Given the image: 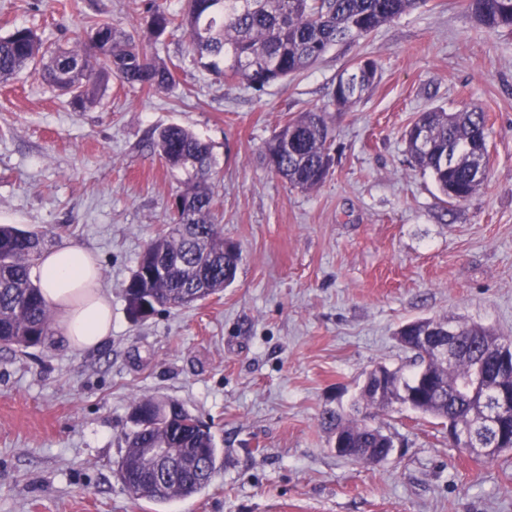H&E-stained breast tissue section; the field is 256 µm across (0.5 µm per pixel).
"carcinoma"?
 Segmentation results:
<instances>
[{
  "label": "carcinoma",
  "instance_id": "obj_1",
  "mask_svg": "<svg viewBox=\"0 0 512 512\" xmlns=\"http://www.w3.org/2000/svg\"><path fill=\"white\" fill-rule=\"evenodd\" d=\"M424 0H186L180 13L157 2L146 8L150 37L181 32L188 36L197 62L222 79H238L253 89L285 80L321 60L338 44L364 38L394 21ZM476 22L491 30L512 29V0H469ZM79 46L47 45L31 28L14 29L0 37V80L31 70L57 90L69 89L83 105L101 102L110 79L116 77L148 92L174 83L169 65L137 46L129 33L106 19L88 18ZM377 75L374 60L358 61L348 82H337L334 103L349 107L368 91ZM488 115L479 109L455 112L433 109L420 114L405 132L407 152L414 165L431 174L438 190L450 201L465 202L477 190L474 171L487 168ZM425 132L419 143L417 132ZM332 128L321 109L300 112L287 120L263 146L267 165L292 187L309 190L326 179L334 164ZM159 155L173 171L186 174L185 189L176 196L180 208L171 211L170 223L139 255L124 289L132 320L143 321L157 308H181L205 300L236 279L240 249H230L220 227L213 179L216 162L211 148L191 130L170 124L156 130ZM47 248L42 232L0 225V345L26 349L45 344L52 336L54 315L46 304L32 270ZM430 319H417L398 330L410 340L403 346L415 352L417 370L406 376L385 370L384 383L396 393L384 401L370 391L359 395L348 413L328 412L321 424L329 439L348 440L347 458L377 463L389 435L371 424L374 411L393 403L433 417L444 425L468 427L477 420L470 398L475 381L491 401L512 388V369L494 361L506 337L476 323H460L459 353L448 364L427 358L420 333ZM430 382L411 402L397 390L409 381ZM167 401L142 398L132 402L125 434V449L116 476L135 498L165 504L208 488L216 473L219 448L210 426L183 407L163 413ZM163 448L176 464L161 467L157 450Z\"/></svg>",
  "mask_w": 512,
  "mask_h": 512
}]
</instances>
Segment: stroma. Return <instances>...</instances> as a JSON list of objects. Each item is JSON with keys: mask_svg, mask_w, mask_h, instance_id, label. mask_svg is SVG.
Listing matches in <instances>:
<instances>
[{"mask_svg": "<svg viewBox=\"0 0 512 512\" xmlns=\"http://www.w3.org/2000/svg\"><path fill=\"white\" fill-rule=\"evenodd\" d=\"M147 2L0 0V36L30 27L73 46L104 18L177 65L171 88L115 79L95 107L30 71L0 83V224L92 252L112 305L95 349L57 334L0 349V512H512V451L459 450L438 420L397 405L375 419L394 451L367 465L337 456L319 423L375 366L412 371L396 337L409 321L453 316L512 337V30L478 27L468 0H426L259 92L202 71L186 37L147 38ZM362 58L377 79L337 108L330 92ZM466 106L489 116L490 163L452 204L410 164L404 133L421 112ZM312 109L327 112L335 163L301 191L261 150ZM172 123L210 144L242 261L222 293L136 322L123 287L184 189L154 146ZM150 396L210 426L220 469L200 494L156 505L117 479L130 404Z\"/></svg>", "mask_w": 512, "mask_h": 512, "instance_id": "1", "label": "stroma"}]
</instances>
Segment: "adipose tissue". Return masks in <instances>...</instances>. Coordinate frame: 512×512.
<instances>
[{
	"mask_svg": "<svg viewBox=\"0 0 512 512\" xmlns=\"http://www.w3.org/2000/svg\"><path fill=\"white\" fill-rule=\"evenodd\" d=\"M36 274L45 300L58 315L57 330L70 346L92 349L111 336L112 307L90 252L72 244L53 249Z\"/></svg>",
	"mask_w": 512,
	"mask_h": 512,
	"instance_id": "obj_1",
	"label": "adipose tissue"
}]
</instances>
